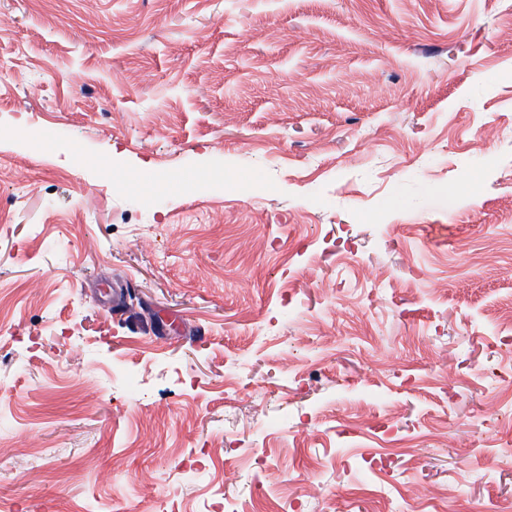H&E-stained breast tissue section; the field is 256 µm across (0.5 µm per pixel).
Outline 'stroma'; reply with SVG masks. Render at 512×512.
Listing matches in <instances>:
<instances>
[{
    "instance_id": "35a3bbf8",
    "label": "stroma",
    "mask_w": 512,
    "mask_h": 512,
    "mask_svg": "<svg viewBox=\"0 0 512 512\" xmlns=\"http://www.w3.org/2000/svg\"><path fill=\"white\" fill-rule=\"evenodd\" d=\"M0 22L12 512H512V0Z\"/></svg>"
}]
</instances>
